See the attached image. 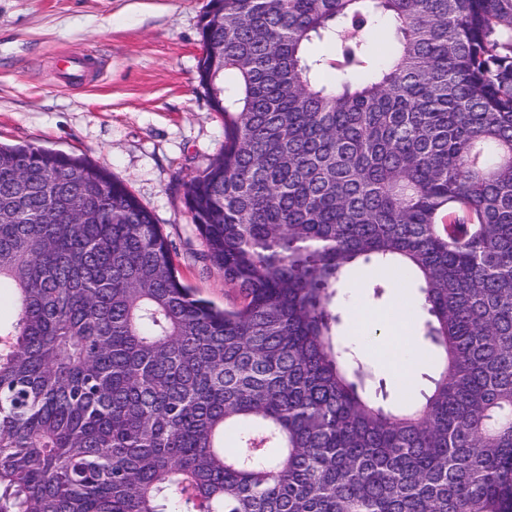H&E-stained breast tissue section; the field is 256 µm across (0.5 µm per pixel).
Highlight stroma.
<instances>
[{
	"label": "stroma",
	"instance_id": "stroma-1",
	"mask_svg": "<svg viewBox=\"0 0 512 512\" xmlns=\"http://www.w3.org/2000/svg\"><path fill=\"white\" fill-rule=\"evenodd\" d=\"M207 0H0V142L85 155L124 181L172 245L179 275L200 296L230 300L223 274L185 204L190 178L224 144V121L197 80L198 23ZM93 60L65 79L59 60ZM336 332L403 405L371 340L354 339L345 305Z\"/></svg>",
	"mask_w": 512,
	"mask_h": 512
}]
</instances>
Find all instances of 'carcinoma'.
<instances>
[{"mask_svg": "<svg viewBox=\"0 0 512 512\" xmlns=\"http://www.w3.org/2000/svg\"><path fill=\"white\" fill-rule=\"evenodd\" d=\"M199 34L224 146L186 204L236 300L87 158L0 146V512H512V0H208ZM360 258L443 353L397 410L334 339Z\"/></svg>", "mask_w": 512, "mask_h": 512, "instance_id": "carcinoma-1", "label": "carcinoma"}]
</instances>
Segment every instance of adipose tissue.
<instances>
[{"instance_id": "adipose-tissue-1", "label": "adipose tissue", "mask_w": 512, "mask_h": 512, "mask_svg": "<svg viewBox=\"0 0 512 512\" xmlns=\"http://www.w3.org/2000/svg\"><path fill=\"white\" fill-rule=\"evenodd\" d=\"M355 331L361 338H369L372 331L381 334L380 349L393 365L400 388L413 389L417 352L411 340L405 337L407 324L417 308L416 302L395 301L389 314L380 316L366 309L357 300H349Z\"/></svg>"}]
</instances>
